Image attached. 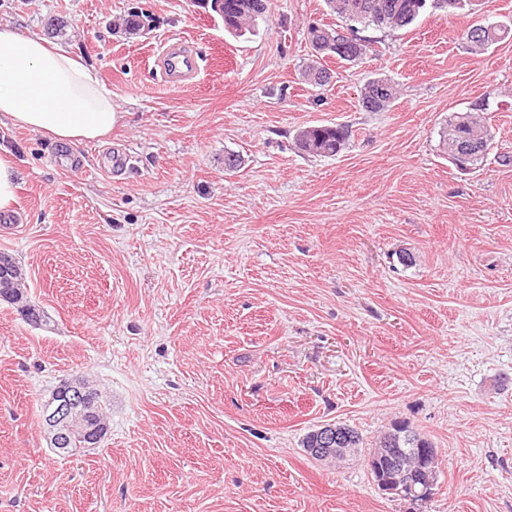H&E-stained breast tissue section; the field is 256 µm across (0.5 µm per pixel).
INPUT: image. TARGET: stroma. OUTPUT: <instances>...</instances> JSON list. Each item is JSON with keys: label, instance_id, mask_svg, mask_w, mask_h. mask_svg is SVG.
Segmentation results:
<instances>
[{"label": "stroma", "instance_id": "obj_1", "mask_svg": "<svg viewBox=\"0 0 512 512\" xmlns=\"http://www.w3.org/2000/svg\"><path fill=\"white\" fill-rule=\"evenodd\" d=\"M235 37L210 0H0L97 76L122 112L64 143L0 123L19 172L0 254L46 323L0 299V512H512V38L473 55L468 10L369 27L373 52L307 85L324 0H270ZM144 15L135 35L117 31ZM193 42L199 80L164 85L160 45ZM395 82L382 112L359 105ZM477 113L493 144L457 169L440 132ZM341 124L346 147L302 154L299 127ZM124 148L123 175L103 154ZM242 166L224 168L226 153ZM412 263L401 262V252ZM106 395L101 443L52 450L41 404L66 381ZM366 445L308 455L325 424ZM403 423L432 443L431 495L381 491L368 446ZM396 96L395 85L387 78H373L367 82L361 95V106L366 112H379Z\"/></svg>", "mask_w": 512, "mask_h": 512}]
</instances>
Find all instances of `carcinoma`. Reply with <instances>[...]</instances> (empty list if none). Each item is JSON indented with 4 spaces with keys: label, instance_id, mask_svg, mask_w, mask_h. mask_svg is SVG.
Listing matches in <instances>:
<instances>
[{
    "label": "carcinoma",
    "instance_id": "carcinoma-1",
    "mask_svg": "<svg viewBox=\"0 0 512 512\" xmlns=\"http://www.w3.org/2000/svg\"><path fill=\"white\" fill-rule=\"evenodd\" d=\"M427 0H325L328 10L343 20L347 33L353 35L348 39L344 33L330 26H313L308 29V41H321L334 45L340 41L343 50L333 51V55L345 62H358L365 58L370 46L363 42L359 35V27H384L392 30L406 28L414 23ZM269 0H222L221 14L224 29L230 33L240 34L258 25V22L269 20ZM512 29L509 26L492 21L488 18L474 24L462 33L470 50L480 54L489 46L508 36ZM306 81L319 88L332 82L329 69L319 60H311L303 71ZM396 96L395 85L387 78H373L367 82L361 95V106L366 112H379L387 107ZM348 131L341 125H310L300 128L295 142L300 150L312 157H333L344 147ZM440 138L444 153L455 166L465 168L474 166L484 159L492 145V135L487 126L470 113L454 116L441 131ZM22 270L16 263L0 259V297L19 304L32 311L33 324L45 322V315L35 306L23 301L19 294V282ZM89 408L91 414L86 419L106 430L104 409L106 401L101 392L90 389ZM339 447L360 450L364 447L361 435L344 424L335 425ZM380 448H428L432 456H437L436 449L426 439L411 431L406 426H397L384 434L375 447L370 449L368 459L378 455Z\"/></svg>",
    "mask_w": 512,
    "mask_h": 512
}]
</instances>
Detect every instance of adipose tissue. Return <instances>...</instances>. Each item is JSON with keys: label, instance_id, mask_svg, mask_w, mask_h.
<instances>
[{"label": "adipose tissue", "instance_id": "adipose-tissue-1", "mask_svg": "<svg viewBox=\"0 0 512 512\" xmlns=\"http://www.w3.org/2000/svg\"><path fill=\"white\" fill-rule=\"evenodd\" d=\"M61 142L107 136L121 115L91 70L35 35L0 25V120Z\"/></svg>", "mask_w": 512, "mask_h": 512}]
</instances>
